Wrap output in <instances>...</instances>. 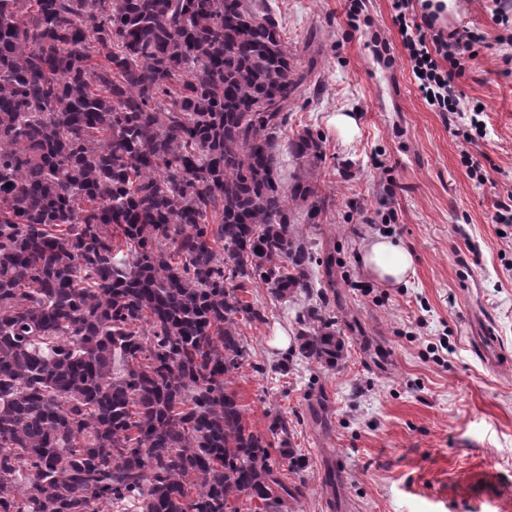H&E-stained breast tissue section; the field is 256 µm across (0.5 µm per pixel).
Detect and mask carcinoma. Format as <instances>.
I'll return each mask as SVG.
<instances>
[{"label":"carcinoma","mask_w":512,"mask_h":512,"mask_svg":"<svg viewBox=\"0 0 512 512\" xmlns=\"http://www.w3.org/2000/svg\"><path fill=\"white\" fill-rule=\"evenodd\" d=\"M306 81L254 0H0V512H283L288 419L247 426L239 296L313 293L284 187L324 138L288 132ZM11 187H6V184ZM325 304L302 356L336 366Z\"/></svg>","instance_id":"obj_1"}]
</instances>
